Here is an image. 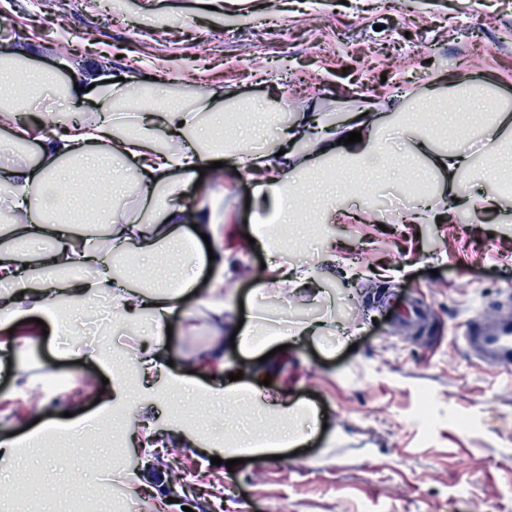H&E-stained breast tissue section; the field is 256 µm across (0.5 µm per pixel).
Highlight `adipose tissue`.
<instances>
[{"label":"adipose tissue","mask_w":512,"mask_h":512,"mask_svg":"<svg viewBox=\"0 0 512 512\" xmlns=\"http://www.w3.org/2000/svg\"><path fill=\"white\" fill-rule=\"evenodd\" d=\"M46 85L42 72L28 60L0 55V128L8 133L6 146L27 156L22 165L0 167V189L6 190L12 213L7 234L0 237V284L11 288L10 295L0 299V330H9L32 314L59 320L60 305L71 295L79 294L90 301L106 290L115 317L136 313L156 331H164L172 317L181 314V301L196 281L212 265H223L222 255H192L182 264L173 287L161 291L145 283L142 269L113 274L111 252H101L97 241L108 237L114 249L129 254H153L180 247L183 192L197 177L198 167L215 160H226L232 172L254 181L258 194L273 200L278 223L298 221L293 189L303 176L313 174L312 158L298 160L289 152L278 156L225 142L214 134L215 129L224 126L222 111L207 96H199L197 109L207 113L208 122L189 121L182 105L164 98L153 106L161 118L159 124H148L141 115L135 125L129 126L114 117L113 105L128 99L132 81L103 83L95 86L91 103L92 111L99 114L97 120H76L63 112L49 129L39 132L20 122L19 116L33 100L42 98ZM452 98L455 110L449 113L448 123L453 126L458 113L482 112L486 95L480 87L457 84ZM482 114V153L495 159L506 115L495 111ZM357 129L362 139L354 143L350 155H339L334 145H325L322 156L329 164L365 167L378 155L382 131L369 129L364 121ZM406 134L410 157L426 158L434 168H446L452 175L473 170L478 178L487 179L492 174L488 168L475 170L471 150L460 148L458 143L437 148L435 138L416 125L407 128ZM107 159L120 164L127 178L135 182L141 199L152 204L149 211L131 219L125 210L113 205L109 208L111 222L103 223L97 212L70 208L58 201L54 187L58 171L73 165L111 180V171L103 165ZM21 213L26 214V222L18 221ZM257 235L266 250L275 255L269 283L277 290L293 293L307 285L311 269L290 264L265 228H258ZM26 239L46 240L45 254L20 257L16 243ZM192 389L197 398L208 403H245L283 419L297 410L289 403L287 393L265 394L234 381Z\"/></svg>","instance_id":"ef3b65f1"}]
</instances>
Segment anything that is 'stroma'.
Returning a JSON list of instances; mask_svg holds the SVG:
<instances>
[{"mask_svg":"<svg viewBox=\"0 0 512 512\" xmlns=\"http://www.w3.org/2000/svg\"><path fill=\"white\" fill-rule=\"evenodd\" d=\"M269 1L71 0L61 13L55 0H0L11 31L0 48L84 88L132 76L200 89L218 107L251 101L252 143L263 150L311 116L340 131L360 112L389 125L461 80L489 84L512 113V0H273V13ZM364 176L376 195L342 174L331 210L306 191L316 222L289 225L282 244L312 267V288L288 296L264 287L267 251L247 240L273 210L251 180L209 169L206 192L183 198L185 211H211L226 253L224 320L200 282L188 317L170 322L165 358L197 384L238 372L287 390L302 404L290 426L307 445L230 470L212 464L226 441L272 432L276 418L163 383L140 393L126 358L152 345L147 323L107 321L99 303L73 301L71 316L87 324L81 344L49 322L32 325L28 344L0 349V441H28L0 469V512H146L155 501L164 512L226 502L243 512H512V373L478 363L462 342L472 318L512 320V197L473 223L474 202L494 184L433 171L428 193L451 218L406 225L404 181L378 168ZM460 190L468 202L456 201ZM244 314L281 336L300 322L316 332L264 360L231 343ZM217 346L223 365L198 366ZM102 349L114 367L96 360ZM54 377L61 387H50ZM81 410L110 424L117 443L89 450L60 435ZM34 421L57 436L30 441ZM154 464L181 473L174 495L149 482ZM53 483L62 491L46 497Z\"/></svg>","mask_w":512,"mask_h":512,"instance_id":"obj_1","label":"stroma"}]
</instances>
